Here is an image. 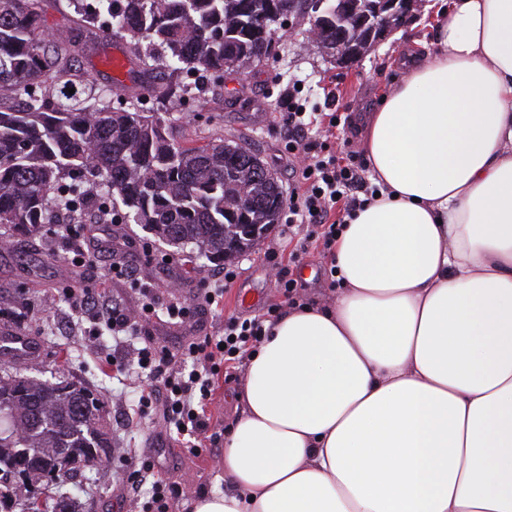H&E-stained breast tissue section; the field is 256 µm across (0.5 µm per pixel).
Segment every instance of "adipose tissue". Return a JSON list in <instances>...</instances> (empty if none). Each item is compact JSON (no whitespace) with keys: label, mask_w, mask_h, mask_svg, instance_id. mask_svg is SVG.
I'll return each mask as SVG.
<instances>
[{"label":"adipose tissue","mask_w":512,"mask_h":512,"mask_svg":"<svg viewBox=\"0 0 512 512\" xmlns=\"http://www.w3.org/2000/svg\"><path fill=\"white\" fill-rule=\"evenodd\" d=\"M364 147L336 299L273 321L191 512H512V0H452Z\"/></svg>","instance_id":"ef3b65f1"}]
</instances>
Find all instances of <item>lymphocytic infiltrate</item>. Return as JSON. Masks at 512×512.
I'll list each match as a JSON object with an SVG mask.
<instances>
[{"instance_id":"1","label":"lymphocytic infiltrate","mask_w":512,"mask_h":512,"mask_svg":"<svg viewBox=\"0 0 512 512\" xmlns=\"http://www.w3.org/2000/svg\"><path fill=\"white\" fill-rule=\"evenodd\" d=\"M288 105V150L299 159L293 170L294 187L288 193V223L304 227L302 246H316L322 255L328 256L344 224V215L361 208L365 201L373 200L377 189L369 185L364 165L356 163L353 156L341 158L324 153L322 143L309 138L310 128L318 123L315 113L306 112L293 98ZM235 276L234 269L228 268L223 275L202 277L196 301L188 303L171 298L166 306L168 315L184 320L207 314L223 298L225 288ZM67 294L76 307L96 305L100 317L116 337L141 335L145 319L155 310V297L151 294L135 313L84 288L68 289ZM266 334L262 318L231 316L225 319L222 332L189 342L180 354L160 352L148 344L137 349L132 360L116 362L115 368L125 371L134 364L147 371L151 379L150 384L140 390L137 416L161 410L170 432L179 436L203 435L214 444L220 441L221 435L211 430L206 416L213 377L221 372L232 376L246 367ZM124 461L131 470L132 492H139L146 484L152 487L151 501L145 504V512H169V504L178 492L157 479L154 462L136 455L125 456Z\"/></svg>"}]
</instances>
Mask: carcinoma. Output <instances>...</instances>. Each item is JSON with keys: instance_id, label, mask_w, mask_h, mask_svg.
<instances>
[{"instance_id": "obj_1", "label": "carcinoma", "mask_w": 512, "mask_h": 512, "mask_svg": "<svg viewBox=\"0 0 512 512\" xmlns=\"http://www.w3.org/2000/svg\"><path fill=\"white\" fill-rule=\"evenodd\" d=\"M268 0H68L80 36L45 32L43 0H0V252L19 237L46 232L55 212L87 205L110 208L114 224L143 225L158 242L219 265L236 260L274 224L284 205L278 183L258 170L261 158L232 141L190 146L175 141L167 113L179 111L190 75H221L263 63L272 37L263 31ZM373 0H355L341 28L348 47L372 45L358 17ZM110 34L142 64L171 80L141 85L159 108L135 101L116 107L96 75L74 80L82 46ZM75 90L71 94L68 89ZM0 408L11 428L0 432V512H40L22 488L66 481L112 452L104 401L66 376L50 383L0 365ZM81 458L69 466L56 450Z\"/></svg>"}]
</instances>
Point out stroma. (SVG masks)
Returning a JSON list of instances; mask_svg holds the SVG:
<instances>
[{
  "mask_svg": "<svg viewBox=\"0 0 512 512\" xmlns=\"http://www.w3.org/2000/svg\"><path fill=\"white\" fill-rule=\"evenodd\" d=\"M449 2L427 0L420 17L395 30L348 68L302 51L299 29L283 28L274 38L281 49L278 58L208 83L174 114L170 132L175 140L193 145L236 140L258 152L277 174L281 186L289 187L293 156L288 151L286 132L288 107L282 98L292 90L307 109L344 114L349 149L357 161H365L362 129L367 112L373 111L400 79L402 48L431 41L434 25ZM128 53L125 44L105 38L87 46L76 66L96 72L99 81L111 86L121 98L138 96L141 109L153 110L156 103L140 92L138 63ZM116 55L129 59L118 77L109 70ZM287 221V216H280L252 249L236 259V278L225 289L223 302L191 327L171 323L163 303L174 293L186 298L194 295L200 271H214V264L189 249L173 252L140 225L104 222L95 207H87L82 217L86 236L93 242L92 256L84 265L73 264L67 240L54 229L47 237L21 239L13 251L0 253V321L8 324L10 332L33 336L39 346L38 356L23 364L25 375L52 381L66 374L96 390L106 405L104 426L113 447L154 457L158 475L178 488L170 512H189L199 495L223 492L224 470L219 460L224 450L207 448L198 456L189 453L182 444L166 437L163 417L158 413L128 424L127 412L138 401L142 379L133 372L118 373L111 361L127 356L142 342L131 338L115 343L95 311L74 309L65 290L71 286L89 288L129 310H138V294L131 282L113 278L110 271L116 262L132 266L141 282L153 286L160 301L145 327L155 341L175 353L189 337L217 334L226 317H277L276 270L264 252ZM329 267V259L314 250L289 264L288 275L296 280L301 301L333 302ZM173 279L180 282V289L171 290L169 282ZM239 385V380L216 377L208 408L215 429L228 428L238 417L241 407L235 395ZM128 475L123 461L116 458L109 468L84 469L68 481L66 490L77 500L81 512H137L135 498L126 488Z\"/></svg>",
  "mask_w": 512,
  "mask_h": 512,
  "instance_id": "obj_1",
  "label": "stroma"
}]
</instances>
